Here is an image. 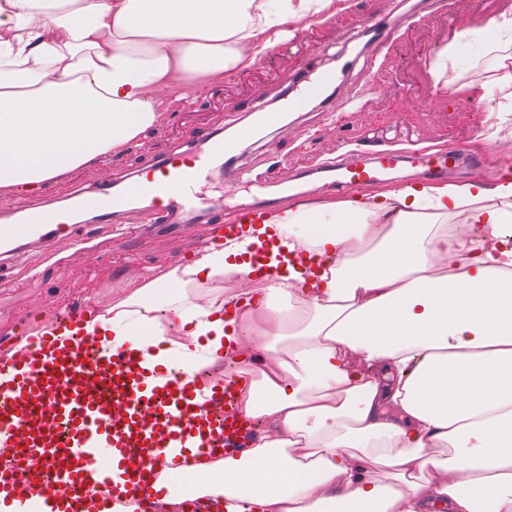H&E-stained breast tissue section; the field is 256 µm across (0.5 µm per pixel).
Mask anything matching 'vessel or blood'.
I'll return each mask as SVG.
<instances>
[{"instance_id": "obj_1", "label": "vessel or blood", "mask_w": 512, "mask_h": 512, "mask_svg": "<svg viewBox=\"0 0 512 512\" xmlns=\"http://www.w3.org/2000/svg\"><path fill=\"white\" fill-rule=\"evenodd\" d=\"M334 80L333 73H319L301 96L289 100V108H302ZM271 120L270 114H261L259 122L232 139L202 136L195 148L170 153L132 173L120 191H113L111 180L96 179L100 223L131 220L143 211L158 224L197 219L209 207L199 195L200 184L215 177L243 183L237 150ZM404 161L423 177L437 179L465 163H477L478 152L454 144L435 153L381 152L326 164L319 174L355 195ZM278 207L273 198L240 210L225 224V235L263 222ZM76 212L73 205L21 207L17 219L0 225V244L70 234ZM90 345L82 336L70 337L64 345L44 336L24 357L0 361V374L6 377L0 383V492L21 502L41 496L44 512H81L89 487L102 483L114 494L130 497L137 512H154L160 471L171 470L178 481L182 468L194 466L200 457H232L246 449L256 420L239 410L236 398L248 375L213 383L200 372L191 377L170 374L160 382L140 350L108 353Z\"/></svg>"}]
</instances>
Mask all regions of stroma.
Listing matches in <instances>:
<instances>
[{"instance_id": "obj_1", "label": "stroma", "mask_w": 512, "mask_h": 512, "mask_svg": "<svg viewBox=\"0 0 512 512\" xmlns=\"http://www.w3.org/2000/svg\"><path fill=\"white\" fill-rule=\"evenodd\" d=\"M343 11L298 28L271 47L250 69L208 77L188 107L173 104L171 91L158 100L170 110L165 126L144 132L127 149L46 182L29 196L0 191V212L20 205L60 206L69 190H82L81 225L66 237L32 239L0 265V349L40 323L81 306H108L127 284L144 274L162 273L187 261L205 245L207 224H98L92 178L121 182L130 172L153 164L167 152L194 144L202 134L231 135L256 118L253 105L282 120L267 125L258 142L242 151L259 182L328 160L346 161L379 151L434 150L449 143L475 144L480 165L451 172L454 183L494 186L512 161V115L492 100L477 102L455 94L429 73V42L448 41L473 23L483 0H347ZM390 46L382 39L406 16ZM335 71L334 85L302 110L284 103L316 67ZM496 135H488L489 127Z\"/></svg>"}]
</instances>
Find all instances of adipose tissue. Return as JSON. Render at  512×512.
Returning <instances> with one entry per match:
<instances>
[{"label":"adipose tissue","instance_id":"1","mask_svg":"<svg viewBox=\"0 0 512 512\" xmlns=\"http://www.w3.org/2000/svg\"><path fill=\"white\" fill-rule=\"evenodd\" d=\"M332 0H0V189L37 193L163 127L146 87L186 101L251 68ZM494 65L462 86L512 112V9L442 45L435 78L473 43ZM481 234L459 239L448 219ZM268 241L295 260L257 269ZM194 285L198 294L188 295ZM131 346L187 373L235 362L240 409L267 428L204 459L158 501L179 512H512V175L298 203L189 262L129 283L67 341ZM451 455H444V448Z\"/></svg>","mask_w":512,"mask_h":512}]
</instances>
